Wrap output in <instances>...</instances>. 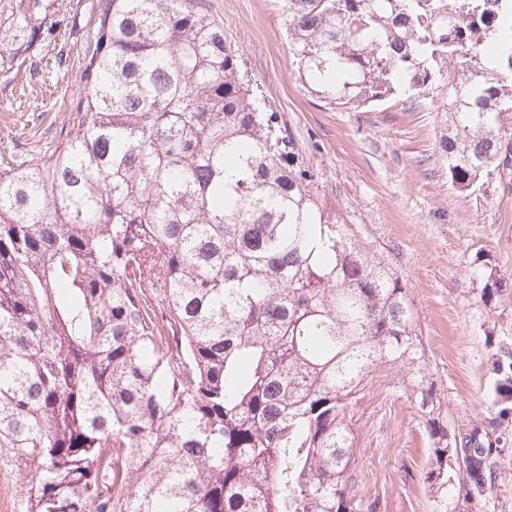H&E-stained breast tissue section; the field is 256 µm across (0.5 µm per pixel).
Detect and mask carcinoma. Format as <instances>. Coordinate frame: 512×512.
<instances>
[{
  "label": "carcinoma",
  "mask_w": 512,
  "mask_h": 512,
  "mask_svg": "<svg viewBox=\"0 0 512 512\" xmlns=\"http://www.w3.org/2000/svg\"><path fill=\"white\" fill-rule=\"evenodd\" d=\"M54 0H0V91L38 73ZM302 86L414 102L448 76L461 191L509 169L512 0H286ZM59 139L0 156V472L11 512H373L351 405L385 373L433 440L436 512L497 480L488 421L448 434L414 299L328 202L189 0H100ZM484 304L495 270L477 277Z\"/></svg>",
  "instance_id": "cac0c4a2"
}]
</instances>
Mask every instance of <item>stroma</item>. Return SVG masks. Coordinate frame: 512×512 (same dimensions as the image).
Returning <instances> with one entry per match:
<instances>
[{"instance_id":"obj_1","label":"stroma","mask_w":512,"mask_h":512,"mask_svg":"<svg viewBox=\"0 0 512 512\" xmlns=\"http://www.w3.org/2000/svg\"><path fill=\"white\" fill-rule=\"evenodd\" d=\"M285 0H193L224 28L259 92L279 112L319 188L363 237L404 274L419 312L423 341L449 433L489 416L499 360L512 358V175L480 190L454 187L439 141L448 123L438 102L390 98L364 107L329 103L302 86L290 53ZM99 0H55L60 31L83 35ZM64 80L54 74V39L43 47L44 81L25 96L0 92V150L56 139L70 101L83 91L80 41L68 47ZM495 265L501 293L483 304L473 271ZM359 489L375 512H435L424 481L432 441L406 394L373 381L353 409Z\"/></svg>"}]
</instances>
